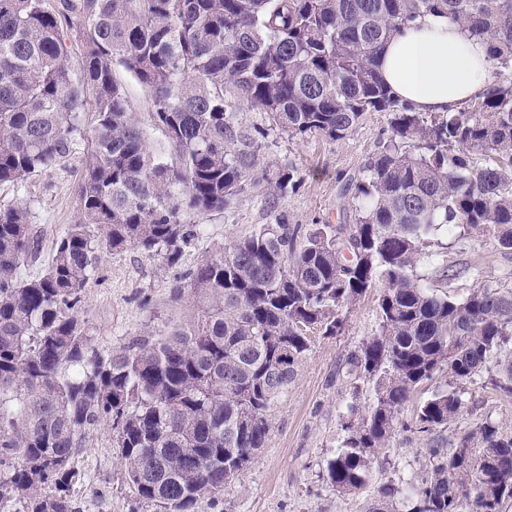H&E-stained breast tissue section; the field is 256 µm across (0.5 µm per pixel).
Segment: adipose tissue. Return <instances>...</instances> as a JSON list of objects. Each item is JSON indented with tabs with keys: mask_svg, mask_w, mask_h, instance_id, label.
<instances>
[{
	"mask_svg": "<svg viewBox=\"0 0 512 512\" xmlns=\"http://www.w3.org/2000/svg\"><path fill=\"white\" fill-rule=\"evenodd\" d=\"M378 68L392 95L422 112L460 109L495 82L486 41L440 14L404 25L383 47Z\"/></svg>",
	"mask_w": 512,
	"mask_h": 512,
	"instance_id": "adipose-tissue-1",
	"label": "adipose tissue"
}]
</instances>
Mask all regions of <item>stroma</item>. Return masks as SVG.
Wrapping results in <instances>:
<instances>
[{
	"mask_svg": "<svg viewBox=\"0 0 512 512\" xmlns=\"http://www.w3.org/2000/svg\"><path fill=\"white\" fill-rule=\"evenodd\" d=\"M235 118L248 130L267 128L268 135L259 149L261 164L294 166L302 182L277 200L265 185L253 184L224 211L184 213L183 223L199 225L200 232L185 250L183 267H192L232 239L279 217L304 227L354 223L358 202L346 185L361 177L369 154L382 139L386 126L383 113L366 114L355 131L338 141L318 135L291 137L270 129L264 113L246 106ZM89 148L86 137H78L75 154L64 164L21 186L0 185V209L23 202L29 207L38 250L36 257L25 261L24 274L41 273L65 228L78 222L77 184ZM431 252L417 272L429 286L450 296L464 297L474 286L485 283L512 287V255H504L493 236L477 240L446 237ZM446 267L455 270V277L443 279ZM176 274L177 270L167 267L160 256L138 249L104 255L84 292L83 317L91 346L117 347L131 337L164 334L188 323L195 314L193 293L187 290L181 298H174ZM341 317L343 331L316 338L287 394L272 408L266 447L223 496L200 499L194 512H370L383 484L402 485L421 479L429 465L431 437L409 430L408 425L413 421L415 404L446 387L448 379L444 376L415 391L412 405L401 414L404 429L395 433L388 447L378 450L362 489L339 493L327 476V463L345 435L343 425L349 407L364 411L374 400L371 383L347 375L346 360L363 340L379 331L377 291L343 308ZM466 400L463 412L450 426L451 432L461 434L490 421L512 435V399L472 385ZM74 466L80 478L71 485L70 493L85 512H160L159 506L139 501L129 486L120 453L112 445L110 427L103 425L87 434Z\"/></svg>",
	"mask_w": 512,
	"mask_h": 512,
	"instance_id": "1",
	"label": "stroma"
}]
</instances>
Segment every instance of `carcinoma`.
<instances>
[{"label": "carcinoma", "mask_w": 512, "mask_h": 512, "mask_svg": "<svg viewBox=\"0 0 512 512\" xmlns=\"http://www.w3.org/2000/svg\"><path fill=\"white\" fill-rule=\"evenodd\" d=\"M68 11L85 42L78 78ZM432 11L485 38L498 74L457 112L418 111L377 68L390 37ZM119 69L150 93L161 145L147 142ZM242 104L293 137L332 141L386 113L389 136L354 184L357 222L260 224L179 276L176 298L185 280L198 308L188 324L90 347L84 289L102 255L137 248L175 267L196 235L182 213L222 211L250 182L274 197L300 185L293 166L259 167L267 129L239 126ZM89 108L81 221L40 274L20 272L35 249L27 206L0 209V499L82 512L72 461L102 424L139 500L191 512L223 494L265 447L312 338L342 331L341 309L374 288L380 330L350 366L376 397L327 463L338 492L365 485L420 384L448 374L416 409L419 433L448 430L468 384L512 397V288L458 299L417 275L441 235L491 232L512 253V0H66L60 11L0 0V183L68 158ZM449 446L429 449L412 492L382 485L371 512H500L512 437L487 421Z\"/></svg>", "instance_id": "carcinoma-1"}]
</instances>
